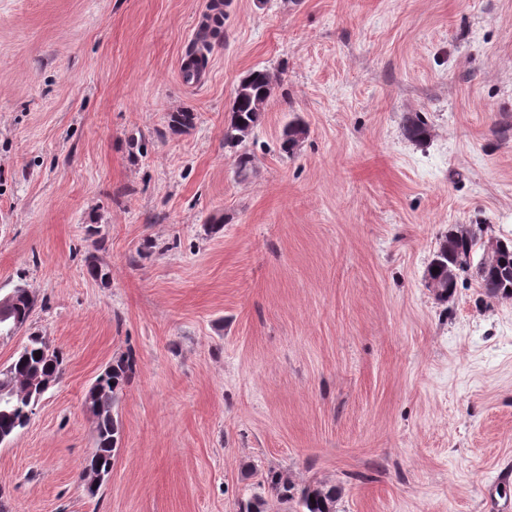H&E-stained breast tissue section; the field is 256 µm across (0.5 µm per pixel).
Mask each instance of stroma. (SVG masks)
<instances>
[{
    "mask_svg": "<svg viewBox=\"0 0 512 512\" xmlns=\"http://www.w3.org/2000/svg\"><path fill=\"white\" fill-rule=\"evenodd\" d=\"M211 2L0 0V293L37 300L0 366L33 333L64 356L0 445L10 512H238L270 469L337 512L512 502V301L425 286L452 226L512 239V0H224L188 82ZM255 67L278 87L243 179L224 125ZM128 353L92 494L85 393ZM403 129L408 140L422 143L428 138V127L418 113H407L403 117Z\"/></svg>",
    "mask_w": 512,
    "mask_h": 512,
    "instance_id": "1",
    "label": "stroma"
}]
</instances>
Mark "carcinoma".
<instances>
[{"label": "carcinoma", "mask_w": 512, "mask_h": 512, "mask_svg": "<svg viewBox=\"0 0 512 512\" xmlns=\"http://www.w3.org/2000/svg\"><path fill=\"white\" fill-rule=\"evenodd\" d=\"M207 65V57L201 49L189 53V62L183 66L185 77L200 74ZM276 85L273 75L266 68H252L239 81L230 106V118L224 127V146L236 149L235 165L238 176L249 177L254 171V158L245 148V143L254 130L262 123L267 102V92ZM403 129L408 140L421 143L428 138V127L420 115L408 113L403 117ZM305 135L304 127L296 122L288 123L283 130L280 149L292 154ZM485 249L479 242L476 232L467 226L457 225L437 242L430 260L426 280L435 284L437 299L446 301L456 289L458 274L470 269L469 261L476 249ZM439 272H434V268ZM512 269V242L497 245L489 258L476 266V275L486 295L498 300H512V279L501 278L503 270ZM12 296L6 305L9 316L7 322L24 326L36 306L35 296L23 285L11 290ZM41 356H36V353ZM64 358L57 350L45 348L44 338L32 334L12 362L0 372V380H6L14 391V400L27 410H32L35 402L29 401L30 382L43 378L56 382L63 372ZM134 360L120 357L100 375L86 393L90 399L91 413L95 418V446L91 462L104 472L112 467L121 440V424L114 415L120 395L133 372ZM30 417L22 416L14 406L0 405V434L14 435L24 428ZM268 492L282 502L297 504L295 512H336V503L341 498L342 489L322 482H309L298 485L288 476L270 471L263 477Z\"/></svg>", "instance_id": "cac0c4a2"}]
</instances>
